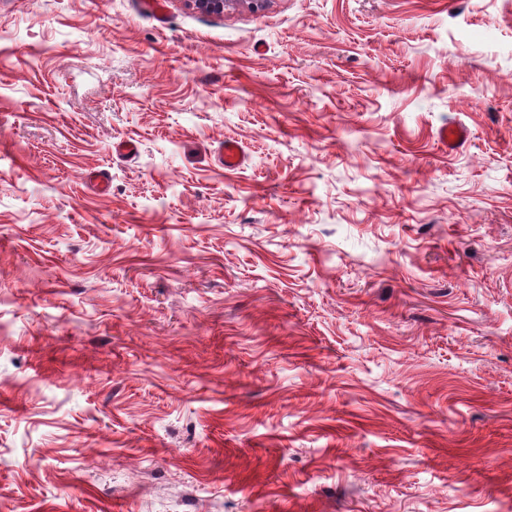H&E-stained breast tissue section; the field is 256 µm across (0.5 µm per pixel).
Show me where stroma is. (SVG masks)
<instances>
[{"label": "stroma", "instance_id": "stroma-1", "mask_svg": "<svg viewBox=\"0 0 512 512\" xmlns=\"http://www.w3.org/2000/svg\"><path fill=\"white\" fill-rule=\"evenodd\" d=\"M162 4L0 0V512H512V0ZM184 2L195 9L210 14H224V11L237 4H247L254 12L265 9L268 0H184Z\"/></svg>", "mask_w": 512, "mask_h": 512}]
</instances>
